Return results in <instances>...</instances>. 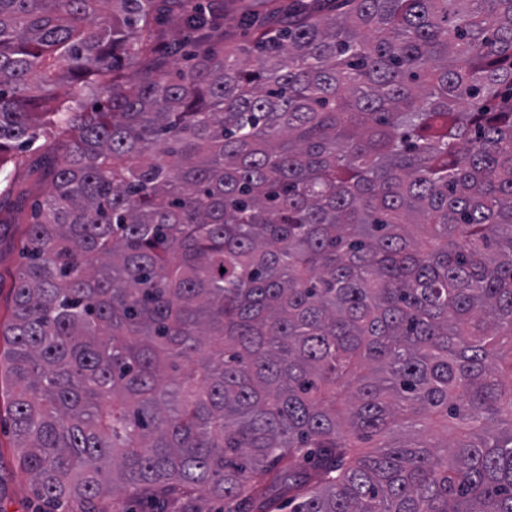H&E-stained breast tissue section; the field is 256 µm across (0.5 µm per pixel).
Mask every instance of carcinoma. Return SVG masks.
Instances as JSON below:
<instances>
[{
    "mask_svg": "<svg viewBox=\"0 0 512 512\" xmlns=\"http://www.w3.org/2000/svg\"><path fill=\"white\" fill-rule=\"evenodd\" d=\"M236 2L0 0V167L60 135L19 466L68 512H512V0Z\"/></svg>",
    "mask_w": 512,
    "mask_h": 512,
    "instance_id": "carcinoma-1",
    "label": "carcinoma"
}]
</instances>
